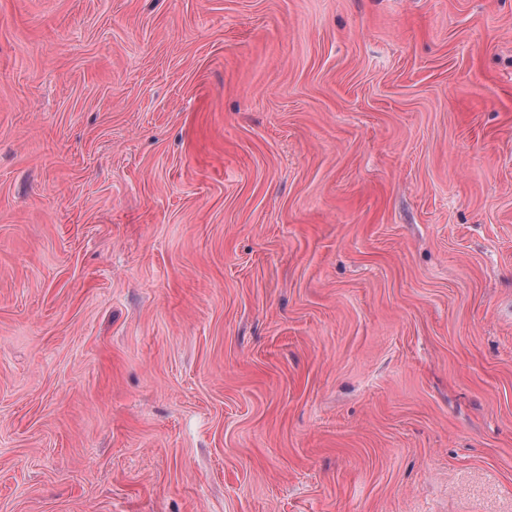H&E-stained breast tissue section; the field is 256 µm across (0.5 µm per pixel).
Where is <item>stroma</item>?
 <instances>
[{"label": "stroma", "mask_w": 512, "mask_h": 512, "mask_svg": "<svg viewBox=\"0 0 512 512\" xmlns=\"http://www.w3.org/2000/svg\"><path fill=\"white\" fill-rule=\"evenodd\" d=\"M0 512H512V0H0Z\"/></svg>", "instance_id": "stroma-1"}]
</instances>
